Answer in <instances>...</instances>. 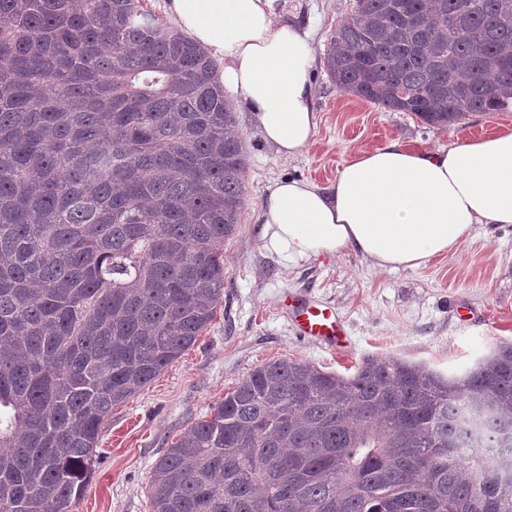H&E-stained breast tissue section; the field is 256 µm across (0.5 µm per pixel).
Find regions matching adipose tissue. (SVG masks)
I'll return each mask as SVG.
<instances>
[{
  "mask_svg": "<svg viewBox=\"0 0 512 512\" xmlns=\"http://www.w3.org/2000/svg\"><path fill=\"white\" fill-rule=\"evenodd\" d=\"M277 0H170L193 41L223 59L219 79L265 142L294 156L316 125L306 32ZM268 246L288 262L349 252L379 269L417 270L458 250L474 225L512 224V128L414 150L397 139L354 152L331 187L274 182L261 205Z\"/></svg>",
  "mask_w": 512,
  "mask_h": 512,
  "instance_id": "obj_1",
  "label": "adipose tissue"
}]
</instances>
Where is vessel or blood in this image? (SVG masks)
<instances>
[{"label":"vessel or blood","instance_id":"vessel-or-blood-1","mask_svg":"<svg viewBox=\"0 0 512 512\" xmlns=\"http://www.w3.org/2000/svg\"><path fill=\"white\" fill-rule=\"evenodd\" d=\"M280 306L304 340L337 354L349 351L346 322L334 307L309 293L283 298Z\"/></svg>","mask_w":512,"mask_h":512}]
</instances>
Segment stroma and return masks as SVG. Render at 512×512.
I'll use <instances>...</instances> for the list:
<instances>
[{"label":"stroma","mask_w":512,"mask_h":512,"mask_svg":"<svg viewBox=\"0 0 512 512\" xmlns=\"http://www.w3.org/2000/svg\"><path fill=\"white\" fill-rule=\"evenodd\" d=\"M355 0H278L284 20L308 30L317 125L298 155L280 156L242 103L235 133L245 152L246 202L224 243V296L195 345L105 421L76 512H152L150 473L185 428L256 366L275 359L345 372L370 355L392 354L460 373L501 340H512V224H478L460 248L418 270L383 271L351 253L284 264L266 246L260 205L268 187L305 176L327 188L355 150L398 139L433 149L512 126V111L476 113L433 127L339 90L323 58ZM310 292L346 320L351 355H333L294 333L277 304L283 291Z\"/></svg>","instance_id":"obj_1"}]
</instances>
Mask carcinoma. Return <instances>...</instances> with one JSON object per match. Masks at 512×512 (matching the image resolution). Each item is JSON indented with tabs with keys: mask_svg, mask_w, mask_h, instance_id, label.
Wrapping results in <instances>:
<instances>
[{
	"mask_svg": "<svg viewBox=\"0 0 512 512\" xmlns=\"http://www.w3.org/2000/svg\"><path fill=\"white\" fill-rule=\"evenodd\" d=\"M512 0H357L336 86L446 127L512 110ZM208 52L142 0H0V512H75L101 428L224 296L245 158ZM512 342L459 375L253 369L153 512H512Z\"/></svg>",
	"mask_w": 512,
	"mask_h": 512,
	"instance_id": "1",
	"label": "carcinoma"
}]
</instances>
